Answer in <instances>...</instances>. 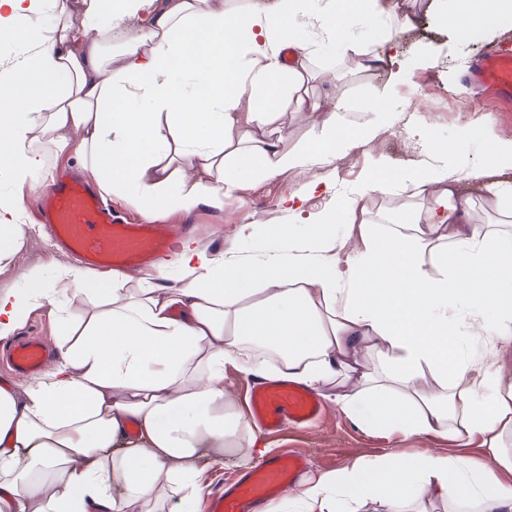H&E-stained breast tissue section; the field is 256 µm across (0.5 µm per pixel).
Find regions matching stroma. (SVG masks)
Segmentation results:
<instances>
[{
    "label": "stroma",
    "instance_id": "1",
    "mask_svg": "<svg viewBox=\"0 0 512 512\" xmlns=\"http://www.w3.org/2000/svg\"><path fill=\"white\" fill-rule=\"evenodd\" d=\"M474 3L407 0L416 21L404 27L395 18L374 14L363 2L341 21L346 37L342 43L319 27L284 22L293 43L309 53L311 90L323 111L346 114L353 125L370 130L371 138L355 150L341 152L336 161H315L303 176L292 170L273 177L244 172L233 199L224 206L204 203L189 213L161 215V222L193 225V239L214 253L231 245L245 253L272 251L275 242L242 233V224L249 220L256 224H316L330 216L340 225L344 222L342 205L371 175L397 179L430 164L462 169L464 188L474 204L473 220L491 221L486 205L489 188L500 182L512 183V169L493 166L486 128L491 125L512 136V106H503L489 93L464 85L462 74L487 43L512 45V19L491 17L467 31L445 21V14L471 8ZM306 177L318 181L319 189L307 198L301 213L290 212L283 199L299 189ZM73 262V257L57 251L44 228H37L15 254L12 269L0 271V291L14 288V269L39 271L43 287L48 288L55 271ZM90 305L83 295L61 300L55 307L39 301L17 333L48 337L52 347H59ZM456 342L461 352L482 354L484 369L501 389L512 386V346H504L492 336L470 335L463 325ZM324 405L326 415L321 422L289 428L277 436L260 435L259 447L271 455L285 449L304 452L311 475L332 472L359 459L388 453L414 455L428 448L460 453L475 461L486 454L476 442L463 448L445 437L369 431L340 411L333 399H325ZM250 445L248 437H241L237 454L208 461L201 472V491H208L217 479L256 466L260 457Z\"/></svg>",
    "mask_w": 512,
    "mask_h": 512
}]
</instances>
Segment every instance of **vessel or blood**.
Instances as JSON below:
<instances>
[{
  "label": "vessel or blood",
  "instance_id": "vessel-or-blood-1",
  "mask_svg": "<svg viewBox=\"0 0 512 512\" xmlns=\"http://www.w3.org/2000/svg\"><path fill=\"white\" fill-rule=\"evenodd\" d=\"M467 79L512 102V51L488 43ZM36 209L58 245L96 270L143 267L173 246L167 225L127 223L104 208L90 187L74 179L56 180L37 198ZM47 359L44 338L28 336L10 349L5 363L12 373L26 376L40 371ZM245 402L250 417L269 434L282 432L288 424L308 426L323 416L320 399L287 380L251 385ZM307 465V457L298 452L268 456L233 481L216 483L207 496V512H261L268 500L294 487Z\"/></svg>",
  "mask_w": 512,
  "mask_h": 512
}]
</instances>
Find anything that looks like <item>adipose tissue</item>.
Masks as SVG:
<instances>
[{
	"label": "adipose tissue",
	"instance_id": "ef3b65f1",
	"mask_svg": "<svg viewBox=\"0 0 512 512\" xmlns=\"http://www.w3.org/2000/svg\"><path fill=\"white\" fill-rule=\"evenodd\" d=\"M48 4L58 24L45 35L27 20ZM130 17L143 27L112 44ZM1 30L25 54L0 69V162L15 189L0 199V270L26 236L21 192L42 186L44 149L74 152L104 195L151 219L223 206L243 171L304 169L365 138L309 98L306 54L284 63L285 35L223 0H0ZM287 106L311 114L319 137L293 150L272 137ZM458 184L443 167L415 172L403 184L421 202L410 221L372 224L371 195L392 187L370 180L345 207L360 242L352 252L327 221L300 237L293 225H264L288 246L268 259L183 240L178 288L70 265L45 292L36 271L21 272L0 293V339L41 299L82 294L93 304L52 370L21 394L0 382V512H163L168 498L195 501L199 461L231 453L245 428L223 384L230 361L272 380L336 384L337 405L364 429L478 438L491 454L486 463L432 451L359 460L305 479L264 512H356L368 501L389 512H423L427 501L512 512V485L492 478L496 467L512 473L499 446L512 391L492 389L455 342L463 299L474 335L512 344V289L502 285L512 234L474 222ZM255 345L279 347L277 365L248 360ZM482 386L489 395L476 397Z\"/></svg>",
	"mask_w": 512,
	"mask_h": 512
}]
</instances>
